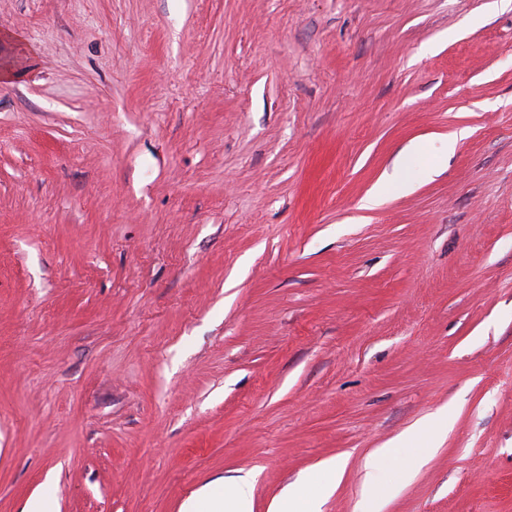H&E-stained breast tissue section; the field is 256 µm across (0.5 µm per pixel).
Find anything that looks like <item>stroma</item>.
<instances>
[{
  "label": "stroma",
  "mask_w": 512,
  "mask_h": 512,
  "mask_svg": "<svg viewBox=\"0 0 512 512\" xmlns=\"http://www.w3.org/2000/svg\"><path fill=\"white\" fill-rule=\"evenodd\" d=\"M7 65L0 512H360L394 439L382 512H512V0H0ZM323 478V486L317 498H308L304 486L308 480L288 487L270 506L269 512H319L318 503L321 498L334 492L340 485L345 466L336 461L324 462L320 466ZM182 512H253L251 483L246 479L225 481L223 497L204 486L184 503Z\"/></svg>",
  "instance_id": "35a3bbf8"
}]
</instances>
